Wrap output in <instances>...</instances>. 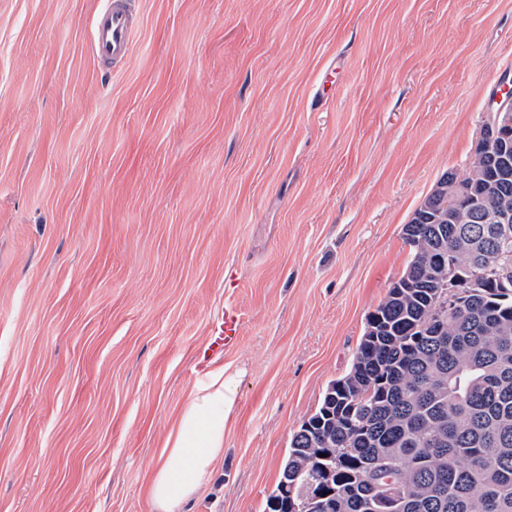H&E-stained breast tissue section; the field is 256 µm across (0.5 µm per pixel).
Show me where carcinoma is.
<instances>
[{
    "label": "carcinoma",
    "mask_w": 512,
    "mask_h": 512,
    "mask_svg": "<svg viewBox=\"0 0 512 512\" xmlns=\"http://www.w3.org/2000/svg\"><path fill=\"white\" fill-rule=\"evenodd\" d=\"M500 152L478 141L466 173L481 211L416 209L404 226L413 255L369 314L350 370L293 434L264 512H512V285L470 280L450 296L440 334L430 331L441 253L467 276L499 254L489 211L512 206Z\"/></svg>",
    "instance_id": "carcinoma-1"
}]
</instances>
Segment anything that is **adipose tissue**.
Here are the masks:
<instances>
[{
	"label": "adipose tissue",
	"instance_id": "ef3b65f1",
	"mask_svg": "<svg viewBox=\"0 0 512 512\" xmlns=\"http://www.w3.org/2000/svg\"><path fill=\"white\" fill-rule=\"evenodd\" d=\"M239 372L217 365L193 385L147 488L150 512H187L224 457V429L236 402Z\"/></svg>",
	"mask_w": 512,
	"mask_h": 512
}]
</instances>
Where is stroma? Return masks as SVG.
<instances>
[{
    "label": "stroma",
    "mask_w": 512,
    "mask_h": 512,
    "mask_svg": "<svg viewBox=\"0 0 512 512\" xmlns=\"http://www.w3.org/2000/svg\"><path fill=\"white\" fill-rule=\"evenodd\" d=\"M0 0V512H150L211 325L243 370L190 512H264L512 77V0ZM90 30V46L103 65L126 59L133 47L134 28L125 0H99ZM241 334V319L236 310L228 308L224 310V318L213 324L206 352L203 358L207 360L222 354L224 350L237 343Z\"/></svg>",
    "instance_id": "35a3bbf8"
}]
</instances>
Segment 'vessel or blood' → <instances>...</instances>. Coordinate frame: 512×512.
<instances>
[{"mask_svg": "<svg viewBox=\"0 0 512 512\" xmlns=\"http://www.w3.org/2000/svg\"><path fill=\"white\" fill-rule=\"evenodd\" d=\"M90 30V46L96 59L104 65L126 59L133 47L134 28L125 0H99ZM241 319L228 308L221 321L213 324L205 352L206 357L223 353L237 343Z\"/></svg>", "mask_w": 512, "mask_h": 512, "instance_id": "vessel-or-blood-1", "label": "vessel or blood"}]
</instances>
